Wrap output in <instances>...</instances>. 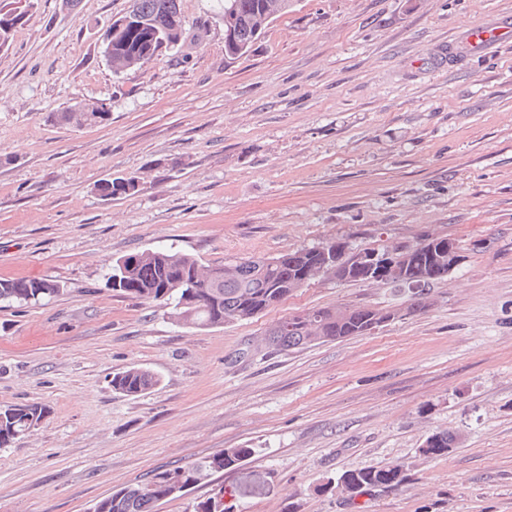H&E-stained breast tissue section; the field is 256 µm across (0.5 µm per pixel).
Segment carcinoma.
I'll return each instance as SVG.
<instances>
[{"label":"carcinoma","instance_id":"obj_1","mask_svg":"<svg viewBox=\"0 0 512 512\" xmlns=\"http://www.w3.org/2000/svg\"><path fill=\"white\" fill-rule=\"evenodd\" d=\"M224 12V59L236 60L246 54L263 30L277 17L288 12L292 0H221ZM23 0H0V46L10 29L25 21ZM183 21L179 0H132L131 9L113 21L104 33L111 46V64L116 71L141 67L164 49L172 47V34L166 31L170 21ZM59 123L79 120L87 125L103 122L95 112H59ZM96 193L107 200H119L139 193L142 184L135 176H117L100 180ZM349 248L345 241L332 240L301 248L276 257H252L235 263L205 265L189 253L146 249L118 258L109 281L112 288L145 301H156L170 308L171 320L190 328H218L229 323L250 321L279 305L303 287L304 278L320 261L326 247ZM448 247V238L432 236L419 243L407 260L405 274L385 275L380 279L408 294L400 305L412 315L430 306L427 287L448 276L453 267L440 262V252ZM33 280H0V302L30 303L48 297L47 293H28ZM346 315L337 316L336 308H319L291 314L272 324L265 342L277 349H294L316 341L341 340L370 334L389 324L393 308L375 306L344 307ZM158 374L131 365L112 376V388L127 397H139L157 386ZM48 413L42 404H21L0 409V447L18 441L16 434L26 428L30 417L40 419ZM459 442L453 432L428 435L419 449L424 457L448 455ZM253 452L251 448H226L201 457L186 466L154 471L146 480L133 485L141 491L136 497L118 498V493L99 500V512H154L155 503L180 496L184 488L201 480L234 469ZM182 477L180 486L170 485L166 477ZM407 480L403 464L367 466L341 474L336 488L349 493L374 489H393Z\"/></svg>","mask_w":512,"mask_h":512}]
</instances>
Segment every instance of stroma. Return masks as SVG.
<instances>
[{"label": "stroma", "instance_id": "1", "mask_svg": "<svg viewBox=\"0 0 512 512\" xmlns=\"http://www.w3.org/2000/svg\"><path fill=\"white\" fill-rule=\"evenodd\" d=\"M31 4L0 48V279L60 291L0 304V408L49 410L0 448V512H88L225 448L252 454L155 512H193L222 484L233 512H512V38L448 48L463 25L512 18V0H294L230 64L218 0H180L181 44L119 74L100 34L130 0ZM87 102L109 120L54 122ZM117 175L141 191L101 199ZM429 235L465 259L426 311L300 349L265 350L266 329L400 296L321 278L192 329L108 282L145 249L211 264ZM133 364L160 383L128 398L111 379ZM439 431L459 444L420 456ZM394 463L399 488H324Z\"/></svg>", "mask_w": 512, "mask_h": 512}]
</instances>
